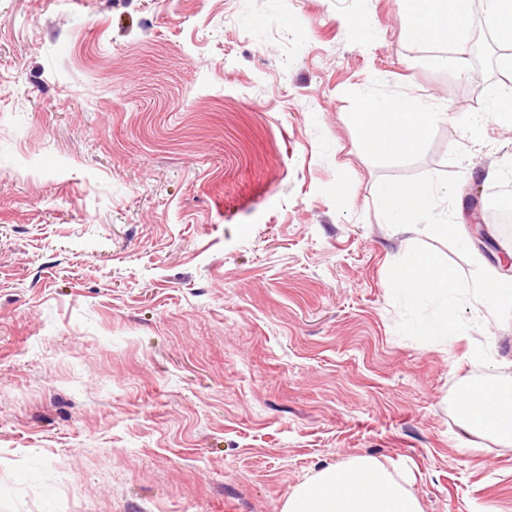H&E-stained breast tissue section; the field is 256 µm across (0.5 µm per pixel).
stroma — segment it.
<instances>
[{
  "label": "stroma",
  "instance_id": "1",
  "mask_svg": "<svg viewBox=\"0 0 512 512\" xmlns=\"http://www.w3.org/2000/svg\"><path fill=\"white\" fill-rule=\"evenodd\" d=\"M489 8L447 48L397 0H0V512H281L359 456L422 512H512V445L456 402L512 387V319L419 342L389 284L413 245L469 277L512 242L460 224L469 261L377 203L422 174L459 175L456 215L512 189ZM405 95L455 110L366 153L361 101Z\"/></svg>",
  "mask_w": 512,
  "mask_h": 512
}]
</instances>
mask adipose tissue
I'll use <instances>...</instances> for the list:
<instances>
[{"mask_svg":"<svg viewBox=\"0 0 512 512\" xmlns=\"http://www.w3.org/2000/svg\"><path fill=\"white\" fill-rule=\"evenodd\" d=\"M400 15L421 43L451 44L465 31L462 19L470 0H399ZM354 118L372 154L405 156L414 152L437 120V112L406 95L392 101H365ZM464 429L512 441V389L471 387ZM281 512H421L417 499L381 463L356 457L327 467L288 495Z\"/></svg>","mask_w":512,"mask_h":512,"instance_id":"ef3b65f1","label":"adipose tissue"}]
</instances>
